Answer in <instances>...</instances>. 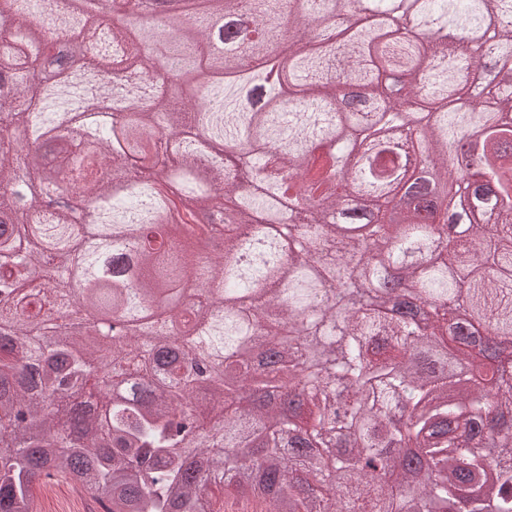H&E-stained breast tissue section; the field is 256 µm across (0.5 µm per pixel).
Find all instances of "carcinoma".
<instances>
[{
    "label": "carcinoma",
    "instance_id": "carcinoma-1",
    "mask_svg": "<svg viewBox=\"0 0 512 512\" xmlns=\"http://www.w3.org/2000/svg\"><path fill=\"white\" fill-rule=\"evenodd\" d=\"M181 2L158 27L130 0L0 5V288L26 289L0 307V512H35L55 477L102 512H222L213 486L265 512H449L464 487L466 512H512V377L487 381L504 352L480 339L512 337V0ZM425 19L493 54L407 36ZM160 36L169 53L139 49ZM56 38L70 68L49 80ZM473 66L495 72L477 92ZM109 69L124 90L93 84ZM478 125L469 208L429 224L422 185L392 222L410 155L447 195ZM85 159L112 178L70 179ZM50 185L86 213L41 208ZM224 210V253H200ZM137 232L134 281L69 302V268ZM108 312L126 335H95Z\"/></svg>",
    "mask_w": 512,
    "mask_h": 512
}]
</instances>
